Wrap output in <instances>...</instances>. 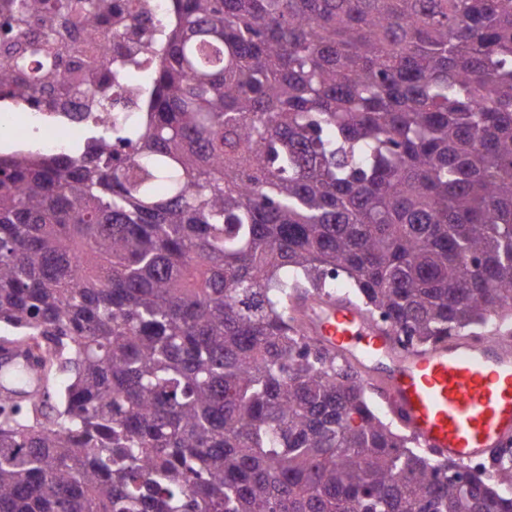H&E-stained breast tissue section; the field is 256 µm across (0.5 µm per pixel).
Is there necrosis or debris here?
I'll use <instances>...</instances> for the list:
<instances>
[{
    "label": "necrosis or debris",
    "mask_w": 512,
    "mask_h": 512,
    "mask_svg": "<svg viewBox=\"0 0 512 512\" xmlns=\"http://www.w3.org/2000/svg\"><path fill=\"white\" fill-rule=\"evenodd\" d=\"M112 5L110 34L75 26L64 30L57 45L74 60L93 47L98 66L83 86L46 88L32 101L0 92V122H20L26 130L6 141L9 151L63 158L113 120L138 123L153 111L156 91L146 76L163 49L161 32L177 24L179 14L173 0H112Z\"/></svg>",
    "instance_id": "4bbe7bcc"
}]
</instances>
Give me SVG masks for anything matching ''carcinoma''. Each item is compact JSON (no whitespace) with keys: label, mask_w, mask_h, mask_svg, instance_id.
Returning a JSON list of instances; mask_svg holds the SVG:
<instances>
[{"label":"carcinoma","mask_w":512,"mask_h":512,"mask_svg":"<svg viewBox=\"0 0 512 512\" xmlns=\"http://www.w3.org/2000/svg\"><path fill=\"white\" fill-rule=\"evenodd\" d=\"M155 111L0 153V512H512L312 339L311 299L402 347L512 336V0H175ZM29 25L108 0H17ZM36 79L73 77L47 44Z\"/></svg>","instance_id":"carcinoma-1"}]
</instances>
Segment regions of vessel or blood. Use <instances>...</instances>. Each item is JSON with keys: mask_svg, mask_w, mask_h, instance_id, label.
Returning a JSON list of instances; mask_svg holds the SVG:
<instances>
[{"mask_svg": "<svg viewBox=\"0 0 512 512\" xmlns=\"http://www.w3.org/2000/svg\"><path fill=\"white\" fill-rule=\"evenodd\" d=\"M311 335L377 371L384 397L418 444L440 459L490 457L512 444V345L460 336L404 350L357 308L331 300L307 310Z\"/></svg>", "mask_w": 512, "mask_h": 512, "instance_id": "b4317fda", "label": "vessel or blood"}]
</instances>
